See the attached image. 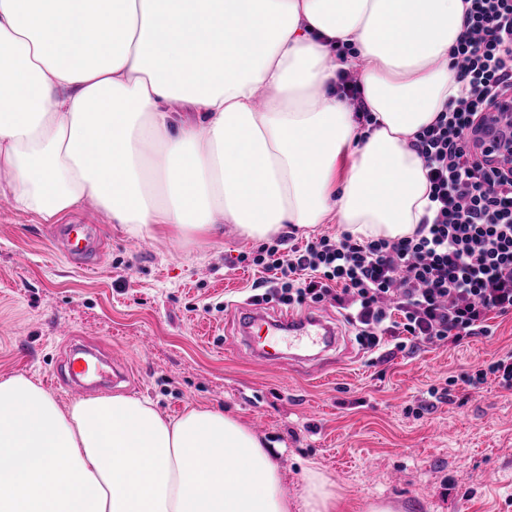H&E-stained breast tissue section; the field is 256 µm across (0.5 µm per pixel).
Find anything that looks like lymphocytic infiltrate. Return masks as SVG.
I'll list each match as a JSON object with an SVG mask.
<instances>
[{"mask_svg": "<svg viewBox=\"0 0 512 512\" xmlns=\"http://www.w3.org/2000/svg\"><path fill=\"white\" fill-rule=\"evenodd\" d=\"M453 50L465 87L409 142L424 162L429 205L412 235L388 240L323 235L252 260L281 304L331 299L361 346L433 344L487 333L512 315V172L485 164L467 136L512 94V0H464Z\"/></svg>", "mask_w": 512, "mask_h": 512, "instance_id": "obj_1", "label": "lymphocytic infiltrate"}]
</instances>
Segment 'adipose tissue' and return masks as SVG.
<instances>
[{
  "instance_id": "1",
  "label": "adipose tissue",
  "mask_w": 512,
  "mask_h": 512,
  "mask_svg": "<svg viewBox=\"0 0 512 512\" xmlns=\"http://www.w3.org/2000/svg\"><path fill=\"white\" fill-rule=\"evenodd\" d=\"M463 0H0V194L57 220L95 204L133 237L265 240L335 219L409 236L408 147L460 90ZM351 44L336 64L331 49ZM360 74L361 136L336 70ZM353 160L337 162L344 149ZM0 512H289L273 452L220 410L60 407L0 379Z\"/></svg>"
}]
</instances>
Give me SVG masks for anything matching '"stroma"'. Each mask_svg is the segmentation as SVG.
I'll return each mask as SVG.
<instances>
[{
  "label": "stroma",
  "mask_w": 512,
  "mask_h": 512,
  "mask_svg": "<svg viewBox=\"0 0 512 512\" xmlns=\"http://www.w3.org/2000/svg\"><path fill=\"white\" fill-rule=\"evenodd\" d=\"M93 224L83 261L54 250L53 224L0 210V378L39 381L60 405L68 392L67 338L110 352L129 374L112 394L147 398L170 417L186 408L234 415L273 449L289 512H303L307 470L336 492V512H512V389L463 381L512 354V316H492L488 334L412 351L366 354L340 310L339 360L279 369L254 362L236 331L261 270L240 264L269 246L242 237L134 238L93 204L65 214ZM453 400L419 415L433 387Z\"/></svg>",
  "instance_id": "obj_1"
}]
</instances>
